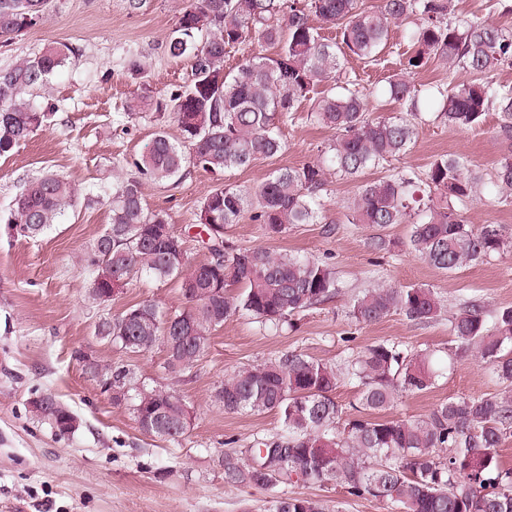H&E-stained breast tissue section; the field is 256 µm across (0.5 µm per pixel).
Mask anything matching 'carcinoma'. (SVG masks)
Wrapping results in <instances>:
<instances>
[{"mask_svg": "<svg viewBox=\"0 0 512 512\" xmlns=\"http://www.w3.org/2000/svg\"><path fill=\"white\" fill-rule=\"evenodd\" d=\"M189 0L167 52L194 60L190 84L163 97L136 93L126 103L133 115L150 109L171 119L181 131L174 141L157 131L131 162L133 173L112 185V215L106 230L83 257L90 270V294L106 304L131 276L177 280L185 306L164 312L151 300L121 314L100 315L95 336L125 352L140 353L169 339L177 350L164 370L175 376L191 371L205 355L211 335L236 315L247 314L261 326L295 328V317L339 293L336 271L327 262L304 255H274L238 248L224 239V225L245 211L270 238L288 235L299 224L323 219L324 172L318 164L278 168L253 193L224 184V171L273 159L283 149L279 126L296 118L299 104L317 85L320 97L307 119L334 131L325 162L343 178H358L389 157L404 152L414 135L418 99L411 77L440 61L448 69L468 70L475 80L433 97L450 126L482 124L499 114L502 135L512 136V85L483 80L491 71L512 66V30L452 16V0ZM49 0H0V36L22 32L21 20H41ZM338 30L323 37L311 17ZM414 24V52L403 74L388 81L386 98L406 116L373 117L363 87L341 59L353 56L381 63L391 25ZM268 44L275 55L252 53L224 72L226 50ZM73 49L55 42L33 59L0 72V156L11 154L48 119L30 103L32 92L63 66ZM199 167L218 183L202 199L197 226L210 259L187 267L184 241L168 227L167 215L146 207V182L179 180ZM479 178L462 156L435 159L423 176L392 174L364 183L348 205V222L372 229L366 238L374 253L391 251L386 230L411 225L410 245L438 269L454 273L512 253V228L503 224H467L458 207L478 194ZM493 183L512 194V155L503 157ZM440 196L438 207L420 195L421 187ZM77 190L64 178L46 173L16 196L7 233L34 239L60 223L75 206ZM242 285L231 294L228 287ZM394 312L413 322L437 321L443 305L428 287L378 285L356 296L349 316L377 323ZM450 322L461 346L512 387V307L490 311L476 298L462 301ZM93 377L112 379V402L124 405L139 430L152 438L178 442L190 430L193 412L183 398L160 384L137 387L122 365L87 364ZM439 377L432 357L411 353L384 341L330 365L297 351H284L243 368L214 389L215 402L231 414L275 411L280 430L257 436L241 456L223 452L217 468L224 483L275 491L270 512H324L312 497L288 493L295 484L334 483L352 497L372 499L387 512H512V466L498 448L512 435V395L458 396L436 404L423 419L379 418L404 393L431 388ZM358 388L355 414L333 397L340 379ZM49 414L59 420L73 412L55 395L44 394Z\"/></svg>", "mask_w": 512, "mask_h": 512, "instance_id": "obj_1", "label": "carcinoma"}]
</instances>
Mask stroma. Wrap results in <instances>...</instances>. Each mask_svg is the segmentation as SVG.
Listing matches in <instances>:
<instances>
[{
    "mask_svg": "<svg viewBox=\"0 0 512 512\" xmlns=\"http://www.w3.org/2000/svg\"><path fill=\"white\" fill-rule=\"evenodd\" d=\"M187 3L140 0L135 9L130 0H50L40 23L0 42V71L19 59L39 56L54 42L75 50L30 98L36 108L52 110L49 123L13 154L0 157V512H267L270 491L226 485L213 459L227 438H236L235 448L242 451L256 435L279 430V416L273 411L225 413L213 391L225 375L284 350L337 364L367 345L394 341L414 352H432L438 363L448 364L432 388L399 397L389 411L393 417L422 418L450 397L504 391L474 357L461 354L447 360V351L456 347L447 317L470 294L491 310L512 307V255L449 274L416 255L408 225L397 224L389 231L395 241L391 252L377 257L365 247L367 228L347 221L358 181L331 172L323 191L322 223L301 224L286 237L271 239L245 216L225 233L240 248L298 252L335 266L339 293L299 315L296 330L275 333L249 317H232L213 333L191 375L180 379L166 375L162 347L127 354L99 341L94 323L101 308L88 297L90 276L81 259L110 222L112 185L130 173V160L158 128H165L171 139L181 137L176 124L159 125L150 111L126 114L123 104L140 87L163 94L190 82L191 60L173 59L166 50ZM390 43L382 64L366 68L363 75L372 111L390 76L400 73L404 53L413 49L403 26L392 27ZM134 60L143 74L131 71ZM280 134L285 144L280 155L225 172L220 180L254 190L273 168L323 159L333 138L330 130L306 120L283 124ZM511 153L512 141L499 133L497 112H489L480 126L451 128L425 108L409 148L368 176L400 171L419 176L442 155L467 157L489 175ZM47 171L75 186L76 207L38 238L11 237L6 219L15 195ZM220 180L191 167L180 180L148 182L142 188L147 207L164 210L183 238L190 264L209 258L192 222L201 199ZM461 215L474 225H512V197L501 199L497 188L483 184L480 200ZM327 224L334 225L333 234L324 233ZM379 284L429 286L446 315L428 325L399 313L375 324L352 321L350 298ZM145 299L166 311L183 305L176 282L137 275L113 297L109 309L116 315ZM86 355L103 365H125L139 380L171 387L193 408L190 432L176 443L141 433L129 410L113 405L98 380L86 373ZM44 392L54 393L77 415L79 427L73 434L57 435L34 417L29 402ZM293 491L323 500L326 512H386L381 503L348 496L332 484H299Z\"/></svg>",
    "mask_w": 512,
    "mask_h": 512,
    "instance_id": "obj_1",
    "label": "stroma"
}]
</instances>
